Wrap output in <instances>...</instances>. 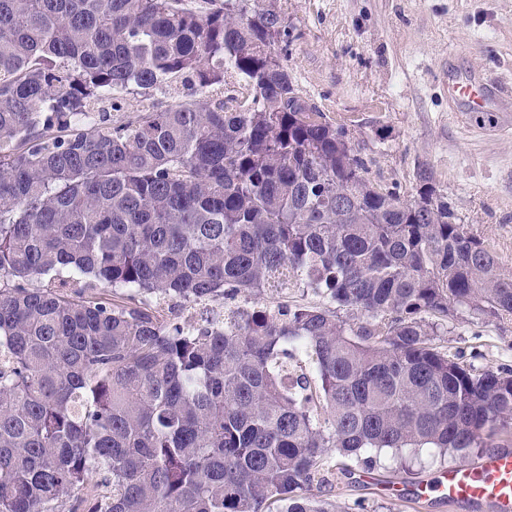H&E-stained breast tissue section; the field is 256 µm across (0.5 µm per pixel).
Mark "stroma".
<instances>
[{
	"label": "stroma",
	"mask_w": 512,
	"mask_h": 512,
	"mask_svg": "<svg viewBox=\"0 0 512 512\" xmlns=\"http://www.w3.org/2000/svg\"><path fill=\"white\" fill-rule=\"evenodd\" d=\"M288 30L293 85L370 160L369 178L411 198L419 173L456 223L484 240L512 274V127L496 112H453L448 78L481 72L512 84V0H265ZM476 369L512 365V316L467 310L435 340ZM423 448L385 449L374 468L337 458L318 495L346 512H494L488 502L417 499L421 482L458 465Z\"/></svg>",
	"instance_id": "obj_1"
}]
</instances>
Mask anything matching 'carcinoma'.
I'll return each instance as SVG.
<instances>
[{"instance_id":"1","label":"carcinoma","mask_w":512,"mask_h":512,"mask_svg":"<svg viewBox=\"0 0 512 512\" xmlns=\"http://www.w3.org/2000/svg\"><path fill=\"white\" fill-rule=\"evenodd\" d=\"M260 6L0 0V512H339L300 494L336 453L512 431V367L435 345L459 308L512 316V275L427 173L370 181Z\"/></svg>"}]
</instances>
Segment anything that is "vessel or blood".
<instances>
[{
	"label": "vessel or blood",
	"mask_w": 512,
	"mask_h": 512,
	"mask_svg": "<svg viewBox=\"0 0 512 512\" xmlns=\"http://www.w3.org/2000/svg\"><path fill=\"white\" fill-rule=\"evenodd\" d=\"M448 97L475 112L512 110L511 85L489 91L474 77L449 83ZM425 489L438 493L442 500L451 504L489 501L499 512H512V451L500 449L488 453L477 466L460 464L448 468L427 483Z\"/></svg>",
	"instance_id": "1"
}]
</instances>
